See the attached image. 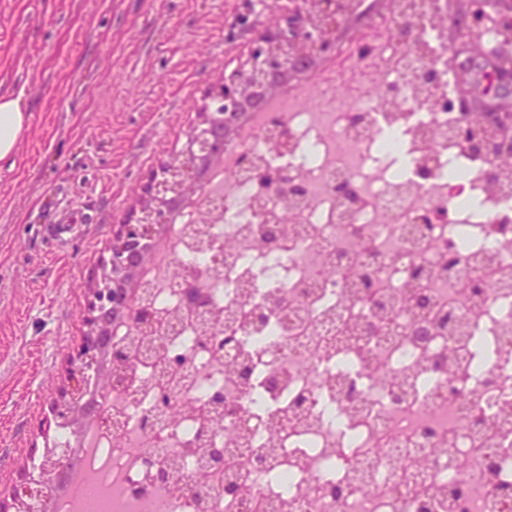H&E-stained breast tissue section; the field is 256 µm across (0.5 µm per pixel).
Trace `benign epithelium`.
Masks as SVG:
<instances>
[{
    "label": "benign epithelium",
    "mask_w": 512,
    "mask_h": 512,
    "mask_svg": "<svg viewBox=\"0 0 512 512\" xmlns=\"http://www.w3.org/2000/svg\"><path fill=\"white\" fill-rule=\"evenodd\" d=\"M275 2L265 0L261 19L253 14L249 2H244L233 26L249 35L246 53L234 67H224L209 82L181 149L163 161L141 188L130 217L114 230L110 255L99 265L90 288L85 342L69 362L71 384L52 397L50 416L40 423L44 433H49L54 423L71 426L77 435L94 419L85 399L87 367L97 363L104 352L111 359L128 355L108 341L106 314L134 315L130 288L151 260L152 243L168 211L174 201L196 195L211 167L224 159L225 133L237 122L240 109L257 104L282 75L311 68L319 58L336 52V36L351 15V0H284L277 7ZM486 120L492 135L511 134L512 104L497 102L486 112ZM62 467V457L47 455L41 478L22 471L9 492L0 494V512H29L32 496L45 493Z\"/></svg>",
    "instance_id": "obj_1"
}]
</instances>
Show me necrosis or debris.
<instances>
[{
    "mask_svg": "<svg viewBox=\"0 0 512 512\" xmlns=\"http://www.w3.org/2000/svg\"><path fill=\"white\" fill-rule=\"evenodd\" d=\"M403 2L353 0L361 36L330 71L302 72L284 106L266 98L214 192L166 225L169 249L135 291L156 352L98 396L62 486L110 485L112 512H512L498 501L512 485V233L489 231L512 218V189L488 186L491 157L452 134L473 116L448 75L447 0ZM405 13L420 22L410 43L395 35ZM268 171L299 182L302 200L267 191ZM344 179L356 201L337 198ZM274 224L287 227L280 247L260 248ZM417 289L430 310L409 307ZM368 321L376 333L356 335ZM228 334L232 351L210 346ZM231 359L252 365L250 385L225 370ZM217 391L238 401L239 419L212 408ZM204 428L224 465L200 488ZM272 429L277 454L252 468ZM171 459L178 482L156 481L155 464ZM229 476L245 488L234 502L222 494ZM341 480L344 498L325 494ZM458 482L464 498L441 496Z\"/></svg>",
    "mask_w": 512,
    "mask_h": 512,
    "instance_id": "obj_1",
    "label": "necrosis or debris"
}]
</instances>
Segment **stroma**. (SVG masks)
<instances>
[{
	"mask_svg": "<svg viewBox=\"0 0 512 512\" xmlns=\"http://www.w3.org/2000/svg\"><path fill=\"white\" fill-rule=\"evenodd\" d=\"M242 0H0V95L31 127L0 163V492L45 443L38 421L86 331L112 233L180 148L217 68L247 49ZM95 223L47 240L49 214Z\"/></svg>",
	"mask_w": 512,
	"mask_h": 512,
	"instance_id": "stroma-1",
	"label": "stroma"
}]
</instances>
